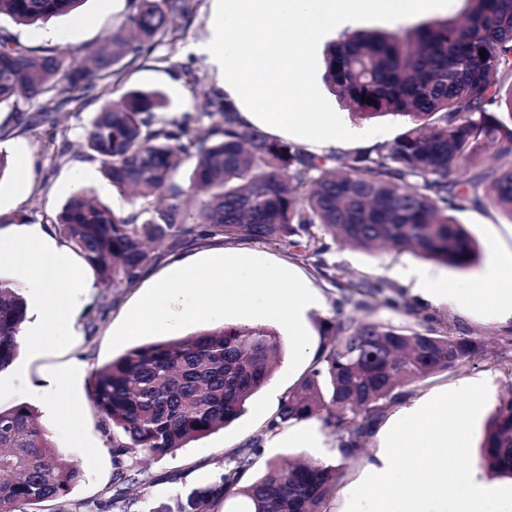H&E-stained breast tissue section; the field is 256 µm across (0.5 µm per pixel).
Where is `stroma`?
Here are the masks:
<instances>
[{
  "label": "stroma",
  "mask_w": 512,
  "mask_h": 512,
  "mask_svg": "<svg viewBox=\"0 0 512 512\" xmlns=\"http://www.w3.org/2000/svg\"><path fill=\"white\" fill-rule=\"evenodd\" d=\"M210 9V0H197L194 15L177 24L178 41L171 46H158L126 70L120 84L114 88L115 93L130 87L162 90L172 102L171 108L163 114L164 119L187 124L196 131L205 129L209 120L200 116L195 103L204 95L216 92L217 86L209 64L204 57L194 54L191 47L206 38ZM80 12L88 22L79 29L73 28L67 16L54 18L45 26H15L7 18L0 20V25L12 27L20 41L31 48L50 49L61 53L66 61H77L126 18L130 3L129 0H117L111 7L103 0H85ZM48 28L64 33V40L44 39L43 33ZM97 110L98 105L94 102L78 108L69 105L53 113L51 121L33 127L11 124L8 112H0V124L6 126L4 136L0 137V151L9 153L14 147H21L32 166V174L23 188H16L9 176L0 181V214H19L44 223L69 200L68 174L75 164L86 160L82 148L84 132ZM358 126L364 131V138L338 142L337 151L364 150L391 141L403 129L399 121L389 116L362 120ZM55 139L69 144L68 152L59 158L52 154L51 142ZM456 217L477 242H485L489 236L497 235L505 244H512V220L495 207L478 208L468 203ZM223 248L250 250L274 263L293 267L310 279L324 299L323 307L308 315L310 348L316 351L326 343L323 321L334 316L340 297L339 289L332 282L317 277L306 262L290 256L269 241L243 243L223 238L188 247L187 252L206 258L214 250ZM328 259L336 264L341 280H386L407 294L411 293L412 285L397 276V269L423 266L452 280L462 276L461 271L448 265L401 250L370 255L335 244ZM167 268L164 261L149 264L141 280L130 288L94 284L90 299L79 310L82 332L79 344L46 353L24 372H17L12 367L0 372V407L26 404L35 408L39 405L37 394L52 373L67 369L74 359L83 365L78 375L65 381L60 393L61 401L72 408L74 420L58 421L44 413L39 416L41 425L50 433L57 448L80 465L83 479L65 501L41 503L35 512H155L159 505L170 502L175 496L219 480L224 472L226 455L262 432L280 402L294 389L300 374L308 371L309 366L304 363L297 373H289L291 356L283 354L273 381L249 401L245 413L231 425L161 458L136 451L114 459L112 433L91 405L89 379L93 370L117 358V351L108 348L113 331L133 304L157 280L166 276ZM440 311L447 314L452 330L468 328L481 334L485 350L470 362L464 373L443 371L410 385L408 398L446 393L465 374L488 375L496 392H503L512 383V327L502 328L489 317L465 312L454 305L441 306ZM318 430L321 447L317 450L289 441L287 431H280L276 444L265 446L262 456L256 458L252 475L261 474L267 461L273 458L335 463V428L322 424ZM379 449L377 436H369L359 455L345 461L336 490L325 505L326 512H348L344 490L360 481L366 462ZM117 493L121 494L122 500L116 504L112 497Z\"/></svg>",
  "instance_id": "35a3bbf8"
}]
</instances>
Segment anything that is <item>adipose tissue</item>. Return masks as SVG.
I'll return each mask as SVG.
<instances>
[{"label": "adipose tissue", "instance_id": "1", "mask_svg": "<svg viewBox=\"0 0 512 512\" xmlns=\"http://www.w3.org/2000/svg\"><path fill=\"white\" fill-rule=\"evenodd\" d=\"M445 0H212L204 55L244 123L300 145L332 146L359 129L318 101L308 65L324 34L355 27L366 16L403 21ZM491 264L477 277L448 283L430 269L400 275L431 305L455 304L512 324V250L485 242ZM21 288L27 320L18 336L17 370L43 349L77 341V311L91 285L75 271L67 246L29 223L0 237V270ZM493 393L482 375L446 394L415 401L378 431L381 450L351 492L352 512H512V483H493L470 461L473 426Z\"/></svg>", "mask_w": 512, "mask_h": 512}]
</instances>
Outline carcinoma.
<instances>
[{
	"mask_svg": "<svg viewBox=\"0 0 512 512\" xmlns=\"http://www.w3.org/2000/svg\"><path fill=\"white\" fill-rule=\"evenodd\" d=\"M82 3L0 0V17L32 25ZM195 8L196 0H131L112 35L69 63L0 27V109L35 125L66 104L99 103L84 152L112 188L131 192L133 209L118 214L82 191L50 223L100 282L130 287L149 262L217 237L277 241L333 283L336 265L326 255L339 242L367 252L389 245L465 270L479 248L452 214L457 201L490 204L512 217V0H464L458 20L395 33L354 31L328 45L323 80L337 99L362 119L392 116L403 131L362 151L323 154L244 124L218 95L197 103L201 115L221 117L202 137L156 116L170 107L161 91L110 97L102 82L118 84ZM51 91L36 114L24 115L19 102ZM459 168L470 171L464 182L453 177ZM339 290L325 325L332 340L263 434L228 456L219 480L162 512H220L231 500L242 501L243 512H325L340 478L336 465L272 461L260 477L244 479L264 435L319 418L340 429L336 448L352 459L405 387L460 372L483 349L479 336L437 333L430 316L400 325L344 315L351 306L418 317L389 282L349 280ZM26 318V299L0 276V372L19 355ZM283 350L273 327L224 325L134 346L94 370L90 397L112 427L114 456L140 450L164 457L230 424L272 379ZM481 461L512 477V389L487 422ZM81 479L34 408H0V512L62 499Z\"/></svg>",
	"mask_w": 512,
	"mask_h": 512,
	"instance_id": "cac0c4a2",
	"label": "carcinoma"
}]
</instances>
